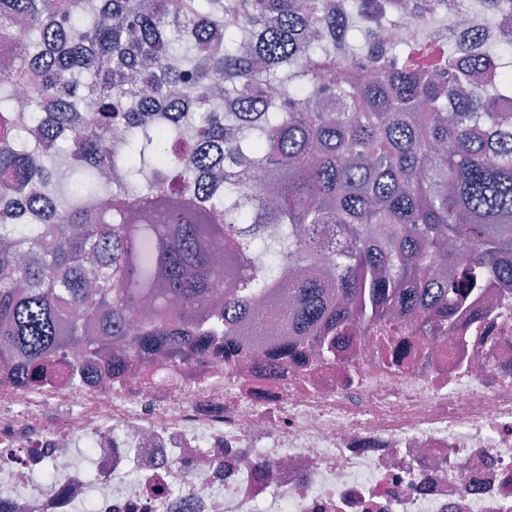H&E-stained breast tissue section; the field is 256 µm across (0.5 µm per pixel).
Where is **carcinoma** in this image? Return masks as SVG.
Instances as JSON below:
<instances>
[{"instance_id":"cac0c4a2","label":"carcinoma","mask_w":512,"mask_h":512,"mask_svg":"<svg viewBox=\"0 0 512 512\" xmlns=\"http://www.w3.org/2000/svg\"><path fill=\"white\" fill-rule=\"evenodd\" d=\"M1 45L0 197L41 220L0 214L24 384L69 346L109 379L202 375L242 336L286 362L379 331L396 355L393 314L426 347L512 285V0H0ZM19 88L47 123L11 117Z\"/></svg>"}]
</instances>
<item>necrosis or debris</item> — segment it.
<instances>
[{
    "label": "necrosis or debris",
    "mask_w": 512,
    "mask_h": 512,
    "mask_svg": "<svg viewBox=\"0 0 512 512\" xmlns=\"http://www.w3.org/2000/svg\"><path fill=\"white\" fill-rule=\"evenodd\" d=\"M484 302L426 349L403 325L395 366L368 337L273 375L250 355L108 386L65 351L20 388L0 364V512H512V292Z\"/></svg>",
    "instance_id": "1"
}]
</instances>
